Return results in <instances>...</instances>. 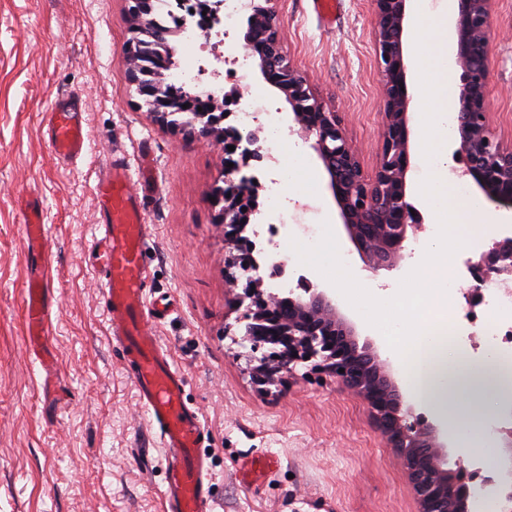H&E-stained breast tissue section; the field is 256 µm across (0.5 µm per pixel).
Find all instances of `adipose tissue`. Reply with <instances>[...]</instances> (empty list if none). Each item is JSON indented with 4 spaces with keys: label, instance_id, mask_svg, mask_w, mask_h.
Instances as JSON below:
<instances>
[{
    "label": "adipose tissue",
    "instance_id": "1",
    "mask_svg": "<svg viewBox=\"0 0 512 512\" xmlns=\"http://www.w3.org/2000/svg\"><path fill=\"white\" fill-rule=\"evenodd\" d=\"M455 0H416L415 28L411 34L418 55L414 64V89L419 104L415 117L417 153L422 173L414 183L418 199L435 226L421 261L413 267L401 295H376L356 302L355 308L372 333L394 348L409 366L411 393L431 409L450 439L493 453L495 446L479 426L465 425L444 403L445 386L463 387L466 394L487 395L499 379L496 374L470 365L461 349L452 345L441 326L448 323V292L456 288L451 241L482 233L493 217L484 200L474 194L458 197L449 176L451 125L456 112L448 92L453 66L452 42ZM289 198L304 202L318 191L315 168L305 153L288 149ZM344 246L335 226H325L315 250L307 253L309 267L343 285L349 271Z\"/></svg>",
    "mask_w": 512,
    "mask_h": 512
}]
</instances>
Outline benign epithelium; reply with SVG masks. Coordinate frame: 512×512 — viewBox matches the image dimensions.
<instances>
[{
  "label": "benign epithelium",
  "instance_id": "obj_1",
  "mask_svg": "<svg viewBox=\"0 0 512 512\" xmlns=\"http://www.w3.org/2000/svg\"><path fill=\"white\" fill-rule=\"evenodd\" d=\"M375 28L382 71L384 107L383 144L375 175L367 177L358 150L347 140L338 113L330 111L311 92L307 80L289 63L283 52L280 21L271 6H260L247 20L244 34L246 55L258 61L263 79L280 90L291 107L293 122L305 138H314L317 153L328 176V188L339 209L344 230L374 271L399 268L403 243L409 230H417L423 217L407 201L406 173L410 168V94L405 90L402 34L406 0H374ZM456 59L462 69L459 94L456 153L463 156L461 172L484 196L499 206L512 208V147L495 137L487 112L488 61L486 45L491 29L492 0H456ZM149 51L133 53L129 46L124 60L133 83L143 97L155 100L154 117L168 122L172 113L158 96L161 68H154ZM224 112L215 106L210 112H193L184 121L192 138H224V146L251 145L224 170V187L215 192V203H224L219 218L224 239L234 251L230 263L255 272L244 287L250 300L244 318V340L256 350L270 353L254 367V379L265 386L281 374H291L300 362L320 359L319 366L354 389L368 403L381 433L395 448L420 504L419 512H471L470 493L464 482L475 457L459 456L448 465L440 429L423 417H413L404 408L405 396L389 367L367 345L359 346L355 328L341 314L326 292L311 286L305 296L287 298L274 306L265 297L264 277L253 260V243L243 231L254 208L242 211L238 197L254 189L253 176L241 174L253 160L261 161L259 139L247 137L234 128H220ZM471 280L480 287L485 280L512 275V236L493 240L479 259L469 265ZM344 372H339V369ZM501 454L492 464L500 480L512 486V430L499 437Z\"/></svg>",
  "mask_w": 512,
  "mask_h": 512
}]
</instances>
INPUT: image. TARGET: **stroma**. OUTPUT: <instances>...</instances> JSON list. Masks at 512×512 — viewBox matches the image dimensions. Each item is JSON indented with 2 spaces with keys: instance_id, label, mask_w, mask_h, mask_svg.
Here are the masks:
<instances>
[{
  "instance_id": "obj_1",
  "label": "stroma",
  "mask_w": 512,
  "mask_h": 512,
  "mask_svg": "<svg viewBox=\"0 0 512 512\" xmlns=\"http://www.w3.org/2000/svg\"><path fill=\"white\" fill-rule=\"evenodd\" d=\"M291 65L341 116L347 138L374 176L383 136L382 75L374 0H340L323 26L311 0H272ZM129 0H0V512H162L168 452L150 426L110 333L105 279L95 256V187L123 165L149 233L148 298L166 295L152 324L185 378L212 479L211 512H418L395 453L368 404L332 374L298 366L262 387L246 357L245 271L228 268L224 227L212 202L224 184L220 139L186 140L155 120L123 62ZM238 25L223 45L177 36L178 67L205 68L218 96L263 95L291 124L283 95L250 64L243 81L212 80L220 56L242 45ZM491 126L512 143V0H495L487 44ZM81 97L87 148L56 156L43 121L58 97ZM42 204L54 301L44 371L22 316L27 250L20 202ZM496 222L455 250L459 287L480 247L512 234V209L489 204ZM274 458L258 481L242 460Z\"/></svg>"
}]
</instances>
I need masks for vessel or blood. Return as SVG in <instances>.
Masks as SVG:
<instances>
[{"label":"vessel or blood","instance_id":"vessel-or-blood-1","mask_svg":"<svg viewBox=\"0 0 512 512\" xmlns=\"http://www.w3.org/2000/svg\"><path fill=\"white\" fill-rule=\"evenodd\" d=\"M81 112L80 97L69 94L58 98L46 113L47 139L57 156L76 158L82 154L86 131ZM95 197L102 217L97 260L106 279L110 328L129 340L126 369L150 425L158 428L169 451L163 512H206L210 474L200 451L204 440L200 418L184 401L183 375L174 369L169 353L161 349L149 328L160 310L146 302L144 256L149 234L141 204L131 192L127 172L114 164L97 183ZM24 232L29 246L24 323L28 342L37 344L45 342L51 320L44 301L47 271L39 262L48 252V238L37 208H30Z\"/></svg>","mask_w":512,"mask_h":512}]
</instances>
